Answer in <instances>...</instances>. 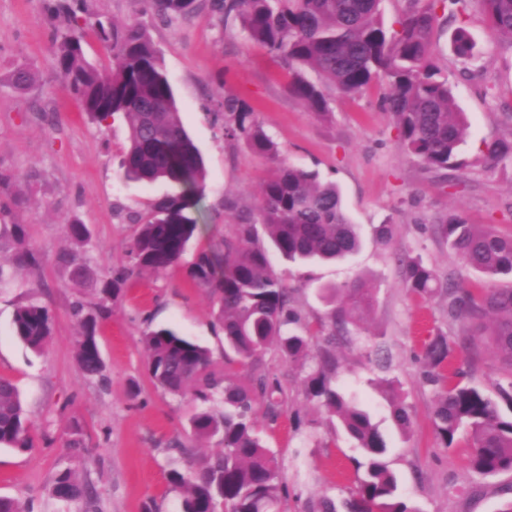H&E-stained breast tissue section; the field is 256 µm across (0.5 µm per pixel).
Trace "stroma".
Returning <instances> with one entry per match:
<instances>
[{
    "instance_id": "stroma-1",
    "label": "stroma",
    "mask_w": 512,
    "mask_h": 512,
    "mask_svg": "<svg viewBox=\"0 0 512 512\" xmlns=\"http://www.w3.org/2000/svg\"><path fill=\"white\" fill-rule=\"evenodd\" d=\"M86 4L88 23L146 26L185 127L205 160L203 212L198 234L178 264L126 279L96 333L103 376L86 377L76 358L73 305L90 307L97 298L58 263L59 254L74 247L66 224L76 220L86 226L93 271L117 272L129 265L133 215L178 187L125 178L121 161L128 123L120 115L98 122L66 92L45 0H0V223L25 225L24 245L40 258L31 271L12 267L10 253H0V265L10 273L0 283V376L18 387L34 436L28 451L0 449V495L19 500L29 512H68L52 485L56 474L69 468L92 490L96 512H179L182 491L169 483V470L192 475L221 447L220 437L191 433L190 399L155 386L142 342L146 328L167 326L207 346L216 364L224 362V333L213 304L189 270L199 251L235 235L225 198L235 199L240 209L255 208L273 165L245 139L225 137L216 94L221 87L254 108L283 163L316 171L322 181L339 186L360 227L363 246L347 261L297 265L274 252L269 259L291 286L294 307L311 318L326 317L329 289L356 278L375 289L371 312L337 344L331 377L386 437L385 461L398 478L400 496L411 512H499L512 496V473H474L466 433L450 448L435 438V391L424 382L417 357L428 336L447 330L448 307L441 297L410 293L400 260L416 257L441 279L477 285L482 276L449 253L434 225L455 208L470 223L512 233V165L481 160L486 142L507 132L502 110L512 107V45L492 39L480 17L472 16L467 28L480 60L471 74L451 51L456 21L437 31L441 52L435 62L470 128L460 146L468 167L435 172L401 148L394 120L381 105L383 86L355 96L330 92L328 114L317 115L289 93L287 71L249 39L239 19L213 13L208 0L172 21L139 12L135 0ZM20 66L35 74L25 90L10 85ZM382 224L391 225L390 240L377 236ZM34 296L53 319L51 339L39 353L14 337L12 325L16 308ZM262 362L263 373L279 379L285 390L277 420L261 408L255 415L261 437L281 460L287 495L279 512H307L325 496L343 505L356 486L360 450L335 433L325 407L307 399L308 365L288 361L274 349ZM465 381L493 396L512 386V372L486 350ZM395 402L412 417L410 433H402L392 419ZM75 424L83 432L79 448L70 445Z\"/></svg>"
}]
</instances>
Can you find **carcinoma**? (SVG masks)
I'll return each mask as SVG.
<instances>
[{
	"instance_id": "cac0c4a2",
	"label": "carcinoma",
	"mask_w": 512,
	"mask_h": 512,
	"mask_svg": "<svg viewBox=\"0 0 512 512\" xmlns=\"http://www.w3.org/2000/svg\"><path fill=\"white\" fill-rule=\"evenodd\" d=\"M165 19L197 10V0H136ZM382 0H211L212 9L235 14L251 40L261 44L292 74L290 92L313 112H328L326 90L346 94L363 92L380 78L388 90L384 107L394 119L402 147L435 171L467 167L457 148L468 131L448 80L434 63L438 52L434 32L445 14L461 19L452 49L463 64L475 60L476 45L466 30L473 13L482 16L488 30L512 45V0H403L390 24L381 15ZM86 0H55L50 19L55 28L60 70L67 89L77 95L83 110L103 121L122 114L129 124V146L122 166L130 180L169 181L179 192L154 200L145 214L136 215L137 231L129 245L131 265L117 276L99 281L97 311L87 312L78 302L73 314L80 328L77 357L88 377L102 375L103 362L96 341L98 318L111 312L110 303L121 291V281L134 271L160 273L177 263L198 230V211L204 197L203 158L189 137L172 85L158 51L138 25H98L99 38L112 46V74L100 73L85 57L82 43ZM317 74L312 81L304 75ZM220 105L224 134L243 136L257 153L277 158L272 140L239 95L226 91ZM509 133L485 146L484 157L493 164L512 163V113ZM225 210L237 233L220 247L199 253L191 276L208 288L219 304L217 319L230 351L224 371L213 367L208 348L170 328L147 329V369L154 384L175 395H191L200 407L190 416L192 433L199 438L222 435L223 448L204 460L190 478L176 468L169 482L183 489L181 512H274L283 494L281 464L267 448L257 429L254 406L265 404L266 416L280 414L283 390L258 376L265 350L276 347L290 361L307 356L310 345L322 340L319 364L306 379L307 398L327 408L362 451L365 468L346 502L348 512H411L400 500L395 475L383 461L386 441L369 414L347 401L326 374L334 366L329 346L336 336L348 334V325L366 315L375 291L361 281L334 290L328 322L312 330L311 323L291 305V292L272 271L260 244L266 236L275 250L293 263L345 260L361 247L357 225L345 211L339 189L318 180V174L279 164L261 185L258 217L245 214L235 202ZM435 233L466 267L486 276L481 288L458 281L443 284L435 270L417 258L402 260L405 284L422 298L448 299V326L465 323L461 333L437 332L422 346L424 379L437 387L432 425L445 448L454 444L460 429L472 439L471 467L484 477L512 472V416L500 413L497 403L482 389L457 380L455 352L464 348L477 359L489 347L512 369V288L494 282L512 277V235L504 236L493 224H470L458 211L439 220ZM23 224H0V250L8 243L22 244ZM59 261L76 282H83L89 265L83 252H68ZM15 336L34 351L52 335V316L36 299L19 306L13 317ZM224 396V413L206 404ZM33 446L29 420L16 385L0 377V447L27 451ZM55 497L80 506L90 499L89 489L71 469L53 481Z\"/></svg>"
}]
</instances>
